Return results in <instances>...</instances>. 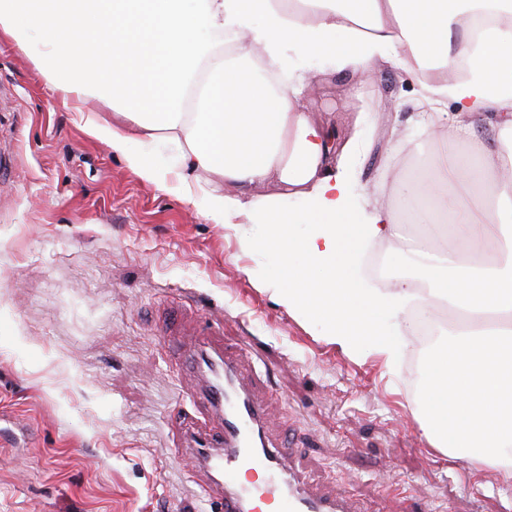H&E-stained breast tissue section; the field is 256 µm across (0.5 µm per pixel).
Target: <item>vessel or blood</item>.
<instances>
[{
    "label": "vessel or blood",
    "mask_w": 512,
    "mask_h": 512,
    "mask_svg": "<svg viewBox=\"0 0 512 512\" xmlns=\"http://www.w3.org/2000/svg\"><path fill=\"white\" fill-rule=\"evenodd\" d=\"M186 334L184 361L202 379V422L183 425L177 451L207 473L203 496L212 512H256V502L269 499L279 500L280 512H350L344 495L305 492L285 448L268 437L265 407L251 395L237 357L215 341L210 328L196 326ZM251 469L264 472L262 483L241 481Z\"/></svg>",
    "instance_id": "b4317fda"
}]
</instances>
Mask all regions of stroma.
Here are the masks:
<instances>
[{"mask_svg":"<svg viewBox=\"0 0 512 512\" xmlns=\"http://www.w3.org/2000/svg\"><path fill=\"white\" fill-rule=\"evenodd\" d=\"M310 67L314 120L365 131L358 196L404 219L392 187L424 168L413 75ZM78 106L0 37V512H198L206 478L171 452L198 378L164 330L204 315L306 491L360 512H512V476L431 447L416 418L450 331L429 348L407 336L391 367L328 343L262 289L271 257L140 179Z\"/></svg>","mask_w":512,"mask_h":512,"instance_id":"stroma-1","label":"stroma"}]
</instances>
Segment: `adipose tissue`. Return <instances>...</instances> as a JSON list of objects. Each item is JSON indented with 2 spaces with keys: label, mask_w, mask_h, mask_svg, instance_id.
Instances as JSON below:
<instances>
[{
  "label": "adipose tissue",
  "mask_w": 512,
  "mask_h": 512,
  "mask_svg": "<svg viewBox=\"0 0 512 512\" xmlns=\"http://www.w3.org/2000/svg\"><path fill=\"white\" fill-rule=\"evenodd\" d=\"M0 34L54 89L112 107L75 122L139 177L212 223L252 225L241 243L274 258L273 298L344 352L396 362L412 305H455L464 324L424 366L422 429L445 454L512 468V0H0ZM311 60L365 74L382 60L416 77L428 171L414 192L431 197L451 176L462 187L410 215L456 224L457 254L412 256L430 288L362 276L396 217L354 192L360 135L340 147L314 121ZM463 62L466 78L451 80ZM464 134L468 154L449 161L442 145ZM268 183L302 208L256 195Z\"/></svg>",
  "instance_id": "obj_1"
}]
</instances>
